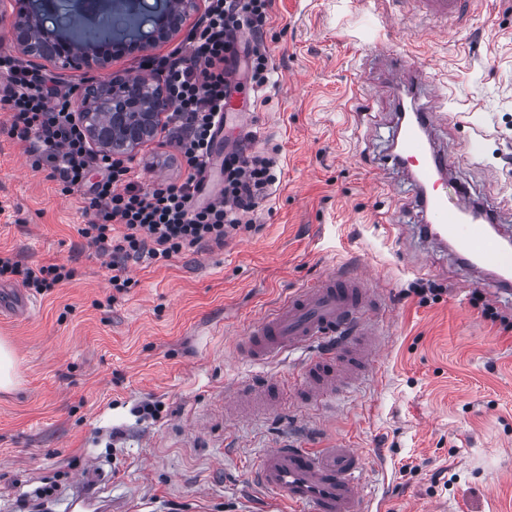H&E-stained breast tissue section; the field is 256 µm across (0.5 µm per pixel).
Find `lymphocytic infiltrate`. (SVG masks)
Returning a JSON list of instances; mask_svg holds the SVG:
<instances>
[{
    "instance_id": "f902f5d3",
    "label": "lymphocytic infiltrate",
    "mask_w": 512,
    "mask_h": 512,
    "mask_svg": "<svg viewBox=\"0 0 512 512\" xmlns=\"http://www.w3.org/2000/svg\"><path fill=\"white\" fill-rule=\"evenodd\" d=\"M269 7L270 0H207L186 43L146 60L172 101L169 133L185 170L181 180L149 189L124 160L91 152L74 119L71 95L52 73L30 71L18 56L0 53V110L9 116L7 133L25 143L32 168L48 170L61 195L80 196L90 220L79 233L98 253L111 255L116 291L131 285L127 259L167 261L251 230L250 213L277 181L273 157L225 154L223 188L207 202L199 196L215 148L216 118L232 89L238 37L261 36ZM72 276L59 264L33 267L0 253L1 280L43 292Z\"/></svg>"
}]
</instances>
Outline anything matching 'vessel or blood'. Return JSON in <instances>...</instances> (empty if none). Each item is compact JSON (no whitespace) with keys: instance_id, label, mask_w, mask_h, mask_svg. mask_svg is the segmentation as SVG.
I'll use <instances>...</instances> for the list:
<instances>
[{"instance_id":"obj_1","label":"vessel or blood","mask_w":512,"mask_h":512,"mask_svg":"<svg viewBox=\"0 0 512 512\" xmlns=\"http://www.w3.org/2000/svg\"><path fill=\"white\" fill-rule=\"evenodd\" d=\"M435 19H462L466 0H418ZM447 113L411 108L398 121L395 162L410 171L419 194L418 237L451 247L468 271L492 275L499 294L512 292V248L497 226L468 220L474 206L463 187L448 185V157L427 137ZM383 294L363 272H330L318 283L296 289L261 317L241 344L252 361L265 362L301 352L298 383L303 405H320L330 393L352 387L371 370V357L384 341L377 329ZM274 403L268 386L243 381L224 401V416L235 420ZM248 481L285 503L291 512H374L367 464L361 451L341 445L301 448L279 441L262 449ZM93 481L85 479L70 499L69 512H101Z\"/></svg>"}]
</instances>
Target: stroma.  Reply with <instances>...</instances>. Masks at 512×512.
<instances>
[{"label":"stroma","instance_id":"35a3bbf8","mask_svg":"<svg viewBox=\"0 0 512 512\" xmlns=\"http://www.w3.org/2000/svg\"><path fill=\"white\" fill-rule=\"evenodd\" d=\"M262 40L271 75L251 95L245 147L274 151L278 181L252 215L259 231L129 261L121 293L79 233L78 195L0 132V252L74 272L43 293L0 280L1 305L31 303L0 315L19 360L0 390V512H64L82 476L112 512H258L246 477L285 437L360 449L390 512H512V331L480 310L512 319V299L416 237V185L392 161L401 93L383 85L393 58L412 57L455 114L434 131L453 180L512 233L499 210L512 195V0H471L453 25L421 21L410 0H271ZM129 155L144 187L182 174L164 127ZM333 270L382 289L385 348L372 376L305 407L300 354L258 364L236 344ZM261 377L277 406L225 420L227 390Z\"/></svg>","mask_w":512,"mask_h":512}]
</instances>
